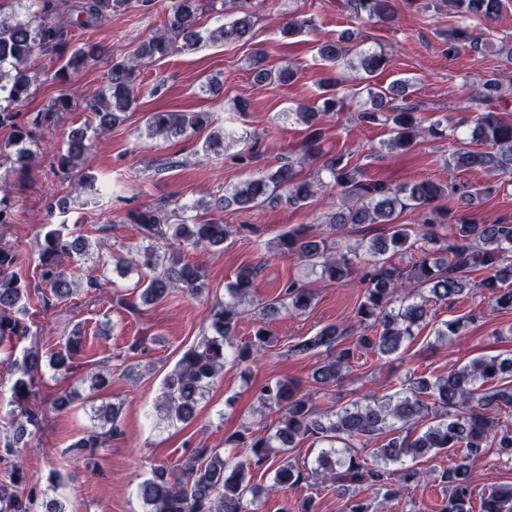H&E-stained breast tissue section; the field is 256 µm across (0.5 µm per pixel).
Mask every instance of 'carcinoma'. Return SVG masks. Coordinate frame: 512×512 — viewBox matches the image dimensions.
Listing matches in <instances>:
<instances>
[{
    "instance_id": "obj_1",
    "label": "carcinoma",
    "mask_w": 512,
    "mask_h": 512,
    "mask_svg": "<svg viewBox=\"0 0 512 512\" xmlns=\"http://www.w3.org/2000/svg\"><path fill=\"white\" fill-rule=\"evenodd\" d=\"M130 3L131 0H82L76 17L66 25L51 21L57 11L56 0H35L36 9L26 11L23 16L15 12L0 13V125L14 128L10 146L17 148V162L21 165H26L33 155L29 148L33 137L31 130L15 121V109L28 99L38 81L37 60L47 56L60 63L51 75L60 92L32 120L33 125L48 128L57 123L62 113L71 111L72 100L67 89L70 72L109 55L99 43H75L72 30L86 29L102 12L125 8ZM444 3L463 19L482 25L494 21L503 8V0H444ZM258 4L259 0H165L163 26L142 41L131 56L111 59L106 88L84 95L85 108L92 112L96 125L70 131L56 158L55 170L68 175L81 169L88 162L90 134H106L124 121L125 114L136 109L140 67L200 47L203 36L199 20L204 7L220 17L229 12L234 15L232 21L211 30L208 40L247 42L253 37ZM338 8L361 24L394 21L391 0H339ZM311 28V20L291 15L281 23L279 31L288 37ZM484 36L485 32L476 33L468 25L458 26L448 30L445 42L450 53L462 48L480 51L488 45ZM317 53L321 61L332 65L353 53L367 75L387 64L383 53L353 43L351 34L318 42ZM251 70L257 82L274 87L285 86L295 77L290 67H267L262 52L252 58ZM338 85L339 80L333 76L323 79L320 98L294 108L296 120L309 130L305 154L310 157L319 154L320 123L324 117L345 105L346 96L339 94ZM501 87L500 74L494 72L479 81L469 99L486 100L498 94ZM407 88L409 83L405 80L387 89L367 88L371 107L360 118L367 123L382 121L390 125V138L385 143L390 150L408 151L427 135L443 136L436 125L422 126L417 115L420 104H394L396 98L406 95ZM210 124L207 112L156 111L145 119L148 136L155 138L180 135L189 129L200 130ZM467 134L474 148H456L450 155L454 166L512 177V123L500 119L496 112H482L474 125L467 127ZM323 168L332 180L331 188L346 200V206L327 212L319 228L301 225L280 235L273 254L318 268L321 277L333 283L360 275L364 293L356 317L360 324L376 332L357 337L359 345L380 357L397 353L405 341L412 339L414 328L427 320L428 304L461 297L471 286L466 274L475 270L491 271L478 286L490 295L494 311L512 313V224L480 222L464 214L456 219L444 243L430 231L422 234L425 245L421 246V256L411 269L406 271L385 258L389 253L395 255L414 245L412 230L397 223L404 209L420 211L423 226L431 228L444 220L442 202L448 196L455 195L469 206L482 194L492 195L498 185L475 188L468 184L445 185L423 180L393 187L364 179L342 154L326 158ZM317 192L318 184L300 179L293 162L288 161L225 189L224 195L207 205L200 202L193 205L195 210L211 212L206 220L198 222L180 216L165 203L129 212L125 219L138 225L145 239H168L182 247L205 252L223 246L229 235L221 218L224 209L231 206L251 209L265 204L296 206ZM10 194L8 181L1 179L0 225L14 221ZM347 224H389L391 233L365 243L358 240L335 251L336 236ZM38 256L41 283L53 299L60 304L72 298L77 289L68 265L76 257L83 261L90 258L87 239L71 231L49 230L40 241ZM16 266L14 249L0 240V350L10 354L31 333L29 288ZM143 266L148 272L141 274L136 287L140 288L144 304L162 299L175 288L189 296H197L207 288L206 273L200 263L185 262L152 248L145 251ZM257 275L255 267L238 273L236 281L227 289L230 300L210 311L212 334L186 349L165 377L155 406L158 423L172 427L193 420L224 370L226 348L233 346L235 329L244 314L240 303L255 288ZM313 300L311 289L291 282L263 311L274 314L284 310L299 315L311 307ZM353 332L352 325L342 328L328 325L316 335L289 346V352L298 356L314 355L322 348L331 352L330 359L316 368L313 379L326 388L337 386L352 369L355 352L346 338ZM269 343L266 329L257 328L253 339L236 348L237 361L255 362ZM81 344L80 333L72 332L64 348L48 359L49 367L65 378L77 374L75 357ZM42 366V355L33 349L24 350L14 361L17 377L11 386L13 410L6 433L0 435V462L10 465L7 476L0 480V512H66L63 500L48 501L29 486L24 467L14 462L27 447L28 438L40 427L43 412L34 401ZM86 382L92 390H102L108 385V380L98 374L79 377L75 385L52 401L53 410H66L82 400L79 385ZM258 399L268 410L278 412L274 433L250 438L247 428L236 438L224 440L226 445L245 449L243 456H226L217 448H198L177 467H155L151 477L138 487L143 512H244L247 494L254 493L251 486L254 472L274 470V484L284 489L306 480L304 472L288 460L296 443L304 439L327 443L315 459L312 474L342 494L343 512H373L369 500L348 494L351 485H366L387 503L398 500L403 496V489L421 484L424 473L414 466L394 470L392 465L405 458H425L442 450L457 456L453 466L435 475L448 486V502L442 512H473L470 462L483 456L492 445L499 455L512 462V432L496 430L498 413L512 407V356L476 358L449 368L448 374L432 381L410 379L393 394L365 397L364 404L354 401L322 409L312 397L299 394L292 383L282 379L267 381ZM120 414L116 404L99 406L94 411L98 425L71 443L68 451L92 452L104 441L119 435ZM381 438L387 442L373 449L371 459L356 451L357 447L364 448ZM479 512H512V484L491 487L481 498Z\"/></svg>"
}]
</instances>
